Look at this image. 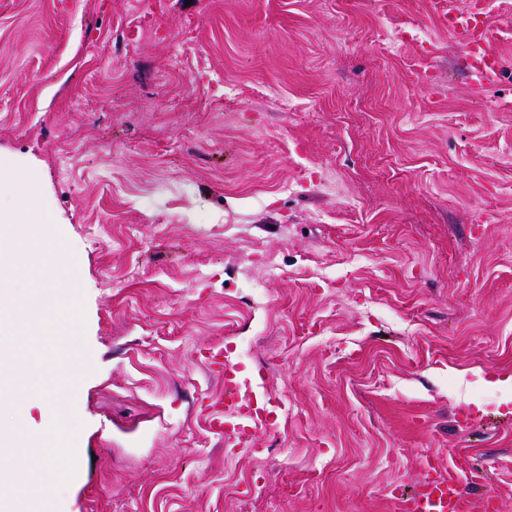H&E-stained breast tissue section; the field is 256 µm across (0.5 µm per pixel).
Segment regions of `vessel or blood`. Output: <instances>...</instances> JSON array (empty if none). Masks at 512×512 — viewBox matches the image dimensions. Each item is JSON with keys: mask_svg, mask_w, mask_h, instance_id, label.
Returning <instances> with one entry per match:
<instances>
[{"mask_svg": "<svg viewBox=\"0 0 512 512\" xmlns=\"http://www.w3.org/2000/svg\"><path fill=\"white\" fill-rule=\"evenodd\" d=\"M481 0H469L465 9L449 10L442 25L450 37L466 42L471 54L464 65L465 75L476 89H484L496 77L501 59L488 53V29L476 19ZM211 366L224 380V406L212 418L211 428L235 448H254L258 430L273 425L282 412L281 405L261 391L262 375L244 377L233 347L210 352ZM423 478L411 493L399 488L389 492L391 512H466L467 485L476 483L477 473L469 467L441 466L436 458L422 461Z\"/></svg>", "mask_w": 512, "mask_h": 512, "instance_id": "vessel-or-blood-1", "label": "vessel or blood"}]
</instances>
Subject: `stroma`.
I'll return each instance as SVG.
<instances>
[{
    "label": "stroma",
    "instance_id": "stroma-1",
    "mask_svg": "<svg viewBox=\"0 0 512 512\" xmlns=\"http://www.w3.org/2000/svg\"><path fill=\"white\" fill-rule=\"evenodd\" d=\"M467 2L0 0V157L85 312L57 512H389L462 449L512 512V0L479 97ZM227 342L287 407L253 454L210 427ZM480 4V0H471L463 10L448 9L442 25L450 37L470 46L471 54L464 65V72L470 84L483 91L495 79L501 67V59L485 49L489 31L476 20Z\"/></svg>",
    "mask_w": 512,
    "mask_h": 512
}]
</instances>
